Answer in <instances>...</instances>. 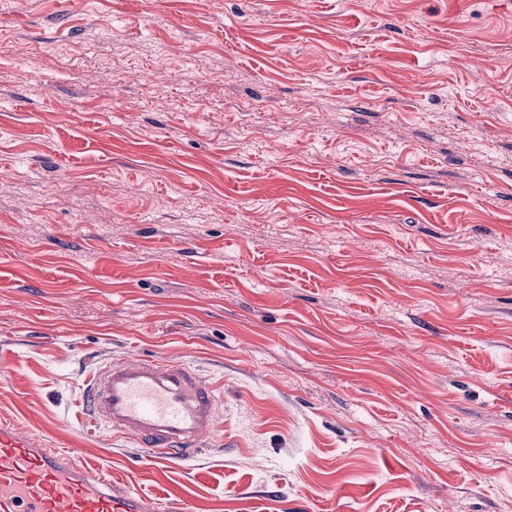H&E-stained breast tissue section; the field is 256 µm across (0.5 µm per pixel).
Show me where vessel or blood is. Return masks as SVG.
Here are the masks:
<instances>
[{
    "mask_svg": "<svg viewBox=\"0 0 512 512\" xmlns=\"http://www.w3.org/2000/svg\"><path fill=\"white\" fill-rule=\"evenodd\" d=\"M223 398L189 364L131 355L98 365L83 407L95 429L124 439L145 462H174L215 446ZM83 449L43 447L0 421V512H160L158 501L82 464Z\"/></svg>",
    "mask_w": 512,
    "mask_h": 512,
    "instance_id": "obj_1",
    "label": "vessel or blood"
}]
</instances>
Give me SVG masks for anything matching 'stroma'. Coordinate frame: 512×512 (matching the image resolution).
<instances>
[{
  "label": "stroma",
  "instance_id": "35a3bbf8",
  "mask_svg": "<svg viewBox=\"0 0 512 512\" xmlns=\"http://www.w3.org/2000/svg\"><path fill=\"white\" fill-rule=\"evenodd\" d=\"M219 385L169 465L104 360ZM0 419L193 512H512V0H0ZM223 398L189 364L131 355L98 365L83 407L96 430L131 443L144 462L184 460L217 446Z\"/></svg>",
  "mask_w": 512,
  "mask_h": 512
}]
</instances>
